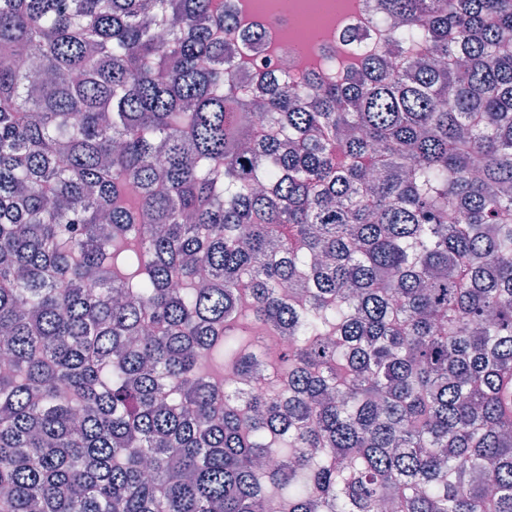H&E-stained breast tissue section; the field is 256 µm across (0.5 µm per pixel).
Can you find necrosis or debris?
<instances>
[{
	"mask_svg": "<svg viewBox=\"0 0 512 512\" xmlns=\"http://www.w3.org/2000/svg\"><path fill=\"white\" fill-rule=\"evenodd\" d=\"M263 0H245L248 22L259 26L281 58V66L301 77L307 61L306 49L315 40L338 43L340 32L352 29L354 49H372L397 61L399 53L388 44L376 22V0H276V14H268Z\"/></svg>",
	"mask_w": 512,
	"mask_h": 512,
	"instance_id": "necrosis-or-debris-1",
	"label": "necrosis or debris"
}]
</instances>
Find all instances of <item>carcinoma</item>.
Returning <instances> with one entry per match:
<instances>
[{
  "label": "carcinoma",
  "mask_w": 512,
  "mask_h": 512,
  "mask_svg": "<svg viewBox=\"0 0 512 512\" xmlns=\"http://www.w3.org/2000/svg\"><path fill=\"white\" fill-rule=\"evenodd\" d=\"M378 10L293 89L239 4L0 0V512H512V0Z\"/></svg>",
  "instance_id": "obj_1"
}]
</instances>
